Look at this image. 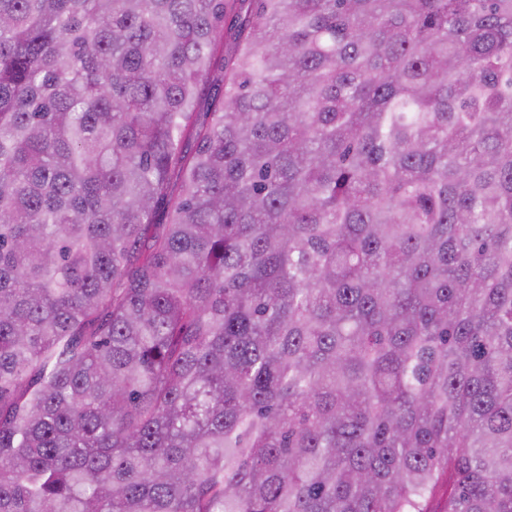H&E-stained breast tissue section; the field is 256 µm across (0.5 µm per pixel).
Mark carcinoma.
<instances>
[{
  "mask_svg": "<svg viewBox=\"0 0 512 512\" xmlns=\"http://www.w3.org/2000/svg\"><path fill=\"white\" fill-rule=\"evenodd\" d=\"M0 512H512V0H0Z\"/></svg>",
  "mask_w": 512,
  "mask_h": 512,
  "instance_id": "carcinoma-1",
  "label": "carcinoma"
}]
</instances>
